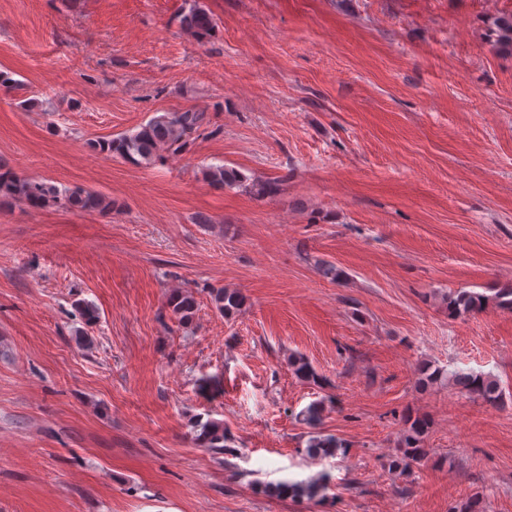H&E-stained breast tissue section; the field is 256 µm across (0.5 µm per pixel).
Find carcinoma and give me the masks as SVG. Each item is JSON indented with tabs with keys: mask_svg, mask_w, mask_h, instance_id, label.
<instances>
[{
	"mask_svg": "<svg viewBox=\"0 0 512 512\" xmlns=\"http://www.w3.org/2000/svg\"><path fill=\"white\" fill-rule=\"evenodd\" d=\"M181 24L199 38L208 36L214 29L210 15L203 9L195 7L184 15ZM492 34L499 46L512 50V15L499 17L494 22ZM206 112L188 109L182 112H165L150 119L145 125L132 134L99 143L101 151L115 154L133 163L151 162L161 157L167 149L180 150L185 147L188 138L206 124ZM211 182L227 187L238 186L246 178L238 170L226 166L209 168ZM0 200L3 202L25 201L31 205L47 206L60 204L68 209L85 211H110L114 202L105 196L83 187L59 188L45 181L21 178L10 169L0 164ZM212 301L216 309L226 316L234 313L240 306L238 292L220 289L212 293ZM488 297L471 292H459L448 298V310L452 315L473 312L483 308ZM172 311L185 321L192 317L197 309V301L188 291H174L169 298ZM294 374L312 382L319 381V375L309 363L300 356L290 357L289 361ZM452 383L461 391L478 397L486 402L495 403L502 399V388L499 382L481 374L459 372L453 375ZM427 429V422L415 419L411 425V434L404 440L400 455L392 461L390 470L400 473L409 460L425 457L429 449L422 447L421 436ZM193 440L201 448L216 455L224 453V443L229 440L224 422L208 420L197 422L194 426ZM342 444L336 438L315 435L310 438L307 452L312 456H331L337 454ZM327 488V478L318 475L300 483H281L266 487L263 492L279 497L315 499L323 495Z\"/></svg>",
	"mask_w": 512,
	"mask_h": 512,
	"instance_id": "obj_1",
	"label": "carcinoma"
}]
</instances>
